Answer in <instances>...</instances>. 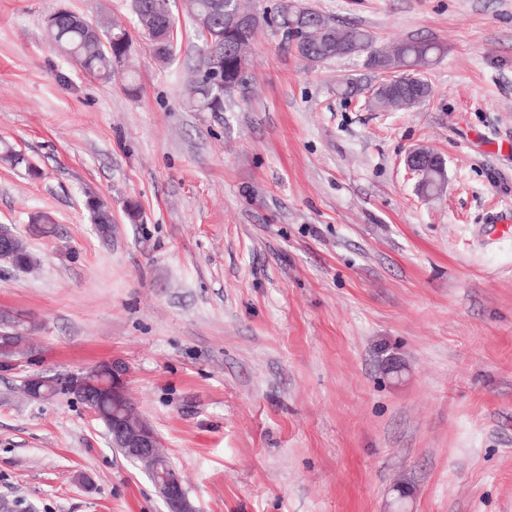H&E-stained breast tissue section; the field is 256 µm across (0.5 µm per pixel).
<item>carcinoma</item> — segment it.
<instances>
[{
    "mask_svg": "<svg viewBox=\"0 0 512 512\" xmlns=\"http://www.w3.org/2000/svg\"><path fill=\"white\" fill-rule=\"evenodd\" d=\"M215 0H186V9L195 25L208 22L224 30V44L215 51L224 53V90L231 94L242 84L241 66L246 63L244 49L254 40L258 30L275 22L288 28V45L308 62L316 57L327 61L339 57H361L371 69L390 68L397 81L382 86L368 101L372 108L383 111H410L423 105L431 96V84L423 77L424 70L433 64L440 53L438 45L423 40H409L388 48H378L370 32L355 24H336L314 10L313 22H299L296 0H282L272 18L255 17L250 29H228L230 17L215 9ZM135 22L155 56L174 55L175 26L171 19L156 20L135 16ZM100 36L93 37L81 16L72 13L46 21L47 37L52 45L86 74L107 79L112 68L128 54L131 43L126 26L102 18L97 22ZM186 103L198 112H215L222 103L213 99L201 81L186 86ZM92 221L107 232L112 225V211L101 200L90 211Z\"/></svg>",
    "mask_w": 512,
    "mask_h": 512,
    "instance_id": "cac0c4a2",
    "label": "carcinoma"
}]
</instances>
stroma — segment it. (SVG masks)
Wrapping results in <instances>:
<instances>
[{"label": "stroma", "instance_id": "stroma-1", "mask_svg": "<svg viewBox=\"0 0 512 512\" xmlns=\"http://www.w3.org/2000/svg\"><path fill=\"white\" fill-rule=\"evenodd\" d=\"M305 2L437 43L430 100L366 108L339 86L379 72L308 65L264 28L223 111L196 112L184 0L173 60L132 28L107 81L45 22L130 23L131 0H0V139L36 166L0 162V224L37 260L0 262L27 338L0 361L9 512H166L73 395L20 391L111 359L196 512H512V0ZM421 146L446 163L431 200L404 166Z\"/></svg>", "mask_w": 512, "mask_h": 512}]
</instances>
